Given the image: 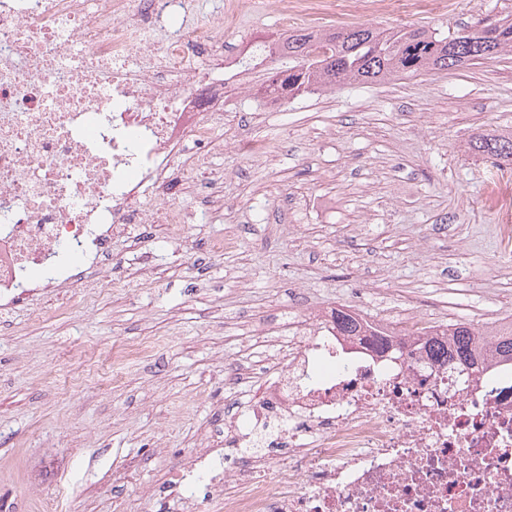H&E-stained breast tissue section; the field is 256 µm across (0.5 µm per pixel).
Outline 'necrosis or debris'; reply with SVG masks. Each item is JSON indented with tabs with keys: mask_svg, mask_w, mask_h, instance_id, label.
<instances>
[{
	"mask_svg": "<svg viewBox=\"0 0 512 512\" xmlns=\"http://www.w3.org/2000/svg\"><path fill=\"white\" fill-rule=\"evenodd\" d=\"M248 0L197 18L191 0H0V313L74 286L72 259L112 263L126 225L181 224L167 193L219 148L239 55L224 29ZM447 0H343L442 12ZM276 370L163 489L161 512H512V362L481 376L412 337L376 350L330 311L288 318Z\"/></svg>",
	"mask_w": 512,
	"mask_h": 512,
	"instance_id": "obj_1",
	"label": "necrosis or debris"
}]
</instances>
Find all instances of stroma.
<instances>
[{"label":"stroma","mask_w":512,"mask_h":512,"mask_svg":"<svg viewBox=\"0 0 512 512\" xmlns=\"http://www.w3.org/2000/svg\"><path fill=\"white\" fill-rule=\"evenodd\" d=\"M268 0H252L224 42L283 32ZM512 13V0H448L442 15L336 14L344 26L437 29ZM270 61L238 70L221 133L229 147L172 189L187 224L130 227L110 272L86 271L85 302L51 288L0 318V512H157L147 488L224 440V415L251 382L225 378L226 357L281 316L342 306L367 319L493 329L512 322V239L483 201L512 170L471 151L475 136L512 131V52L475 65L291 99L277 112L256 92ZM271 142L272 154L231 148ZM221 187L224 211L204 195ZM235 239L218 254V235ZM52 318L35 317V310ZM159 337L150 356L113 362L115 345Z\"/></svg>","instance_id":"1"}]
</instances>
